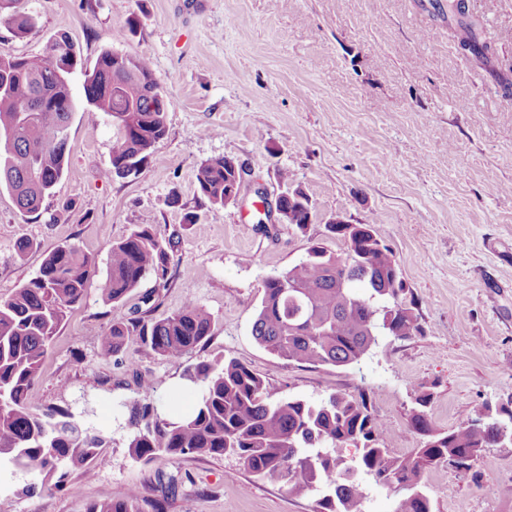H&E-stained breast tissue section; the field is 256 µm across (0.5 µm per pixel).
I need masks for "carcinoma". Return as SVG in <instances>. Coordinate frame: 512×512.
Instances as JSON below:
<instances>
[{"label": "carcinoma", "mask_w": 512, "mask_h": 512, "mask_svg": "<svg viewBox=\"0 0 512 512\" xmlns=\"http://www.w3.org/2000/svg\"><path fill=\"white\" fill-rule=\"evenodd\" d=\"M0 22L21 37L38 17L20 0H0ZM461 47L483 58L487 44L475 25L465 26ZM77 65L74 45L54 39L39 56H0V188L13 195L25 214L40 211L67 166L68 135L76 104L69 75ZM154 72L145 57L99 53L83 84L86 103L112 119L117 129L111 164L119 175L137 174L167 134ZM30 111H23V107ZM237 163L209 159L196 174L199 198L224 206V192ZM290 223L301 228L311 217L307 192L293 186L288 171L279 175ZM326 231L343 242L336 253L312 245L307 256L266 277L252 326L257 343L292 364L354 366L383 336L406 340L424 335L416 302L393 251L371 224H338ZM171 251L151 224L137 225L112 244L110 268L98 288L107 304L124 301L153 276L168 281ZM93 261L74 245H63L43 260L38 275L0 300V469L36 472L41 484L26 491L71 490L68 475L91 476L105 458V439L91 433L63 409H44L31 389L42 360L69 310L80 305ZM211 334V317L187 303L160 319L118 320L99 332L100 354L122 353L133 338L136 355L178 359ZM187 379L202 387L195 405L174 420L161 417L151 393L152 380L140 379V395L126 405L131 430L128 456L145 466L170 457L231 456L256 480H275L294 494L316 492L315 512H365V478L395 493V512H434L425 490L427 470L453 461L470 471L485 448L512 444V395L486 403L475 417L448 430L428 413L433 392L420 387L409 412L410 429L422 437L404 457L385 448L383 422L366 393L334 391L311 402L282 397L259 374L235 358L200 360ZM87 512H140L139 493L102 491Z\"/></svg>", "instance_id": "cac0c4a2"}]
</instances>
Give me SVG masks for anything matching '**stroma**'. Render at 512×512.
Instances as JSON below:
<instances>
[{"mask_svg": "<svg viewBox=\"0 0 512 512\" xmlns=\"http://www.w3.org/2000/svg\"><path fill=\"white\" fill-rule=\"evenodd\" d=\"M467 2L492 48L484 59L462 54L448 0H23L36 27L18 37L0 24L2 56L40 54L64 34L86 66L105 48L146 57L167 100L166 137L138 174L120 177L112 122L84 103V76L74 72L68 163L53 195L25 215L0 190V299L62 244L95 263L33 396L106 440L94 476L70 473V490L27 494L39 475L0 477V512H85L106 487L138 488L142 512L160 497L165 512H315L316 494L252 480L230 457L145 467L128 456L125 405L139 379H152L154 405L174 417L196 401L185 371L201 359L236 358L287 397L365 391L397 456L420 443L408 427L419 386L431 388L428 412L442 429L512 394V0ZM221 156L243 167L246 183L237 203L214 208L199 199L196 173ZM283 170L312 199L304 228L258 221L254 190L275 200ZM189 212L197 223H185ZM335 215L374 225L426 333L381 339L355 366L291 364L252 334L261 284L312 243L343 251L325 230ZM139 224L171 241L169 281L147 278L105 304L98 281L112 245ZM23 240L34 247L22 254ZM148 292L153 318L189 302L209 313L208 341L179 359L101 357L98 332L132 317ZM474 469L443 464L425 475L434 512H512V446L485 449Z\"/></svg>", "mask_w": 512, "mask_h": 512, "instance_id": "obj_1", "label": "stroma"}]
</instances>
